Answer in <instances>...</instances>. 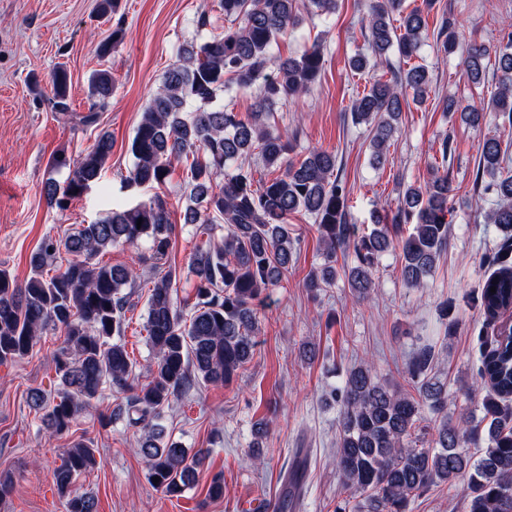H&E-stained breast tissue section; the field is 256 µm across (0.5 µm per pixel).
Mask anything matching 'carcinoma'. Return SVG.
<instances>
[{"instance_id":"1","label":"carcinoma","mask_w":512,"mask_h":512,"mask_svg":"<svg viewBox=\"0 0 512 512\" xmlns=\"http://www.w3.org/2000/svg\"><path fill=\"white\" fill-rule=\"evenodd\" d=\"M338 0H221L229 26L224 35L203 43H187L165 72L142 112L129 150L134 164L128 183L159 188L174 165L189 162L183 223L197 225L205 237L192 253L188 273L193 294L183 304L173 296L176 269L167 264L176 227L168 202L155 193L148 200L114 210L92 224H80L62 237H45L29 259L30 274L22 282L0 270V364L27 356L44 333L62 329V345L52 354L60 382L56 398L43 391L28 393V406L44 411L50 436L68 432L76 417L104 386L121 401L101 424L124 421L139 432L134 452L148 465L149 477L167 497L180 496L203 472L208 451L187 455L181 443L165 436L158 423L164 408L182 399L197 384L230 383L250 361L257 345L258 315L254 302L288 277L296 260V240L288 217L304 211L315 219L322 262L309 275L306 287L316 293L336 283L338 257L358 300L368 298L381 259L397 251L401 274L409 288H419L434 275L448 247L446 216L455 198L448 171L434 172L423 185H408L399 193L397 224L375 223L359 232L346 221L347 191L335 174L336 153L313 149L301 160L288 159V133L270 130L271 106L282 96L306 92L321 76L320 46L276 63L272 50L278 38L300 24L303 15L327 17ZM403 0H368L365 35L372 51L348 60L358 72L375 69L391 50L409 60L428 38L441 51L456 48V32L443 19L429 33L431 0L406 12ZM399 14V26L392 15ZM503 45L495 53L498 92L483 106L442 100V111L458 114L473 128L502 116L512 121V25L502 29ZM486 47L469 46L461 56L463 74L481 81ZM53 108L69 111L70 77L63 67L51 76ZM259 89L255 107L246 119L228 104L216 103L221 91ZM92 104L83 124L96 122L112 100L113 79L108 69L89 79ZM431 93L424 65H412L400 76L373 80L352 101L355 122L373 132L371 163L385 160L400 131L403 107L422 105ZM480 160L474 182L494 196L487 214L490 224L505 234L492 258L498 266L475 299L485 317L500 320L512 310V170L507 148L490 137L479 144ZM112 154V136L98 135L75 159L59 156L58 168L69 169L64 183L45 182L43 193L59 209L96 184ZM256 154L263 165L280 171L256 186L252 170L238 164ZM142 224H137V220ZM227 226L224 242L215 241L218 224ZM146 245L159 270L146 303L144 329L153 351L145 374L122 337L126 314L135 307L139 275L132 265H111L98 256L117 246ZM65 263L53 267L60 254ZM497 284H492V281ZM495 292H490L491 287ZM434 352L425 348L405 368L416 393L375 380L371 366L351 370L334 397L339 404L340 437L336 470L352 501L336 512H410V505L436 483L467 481L465 512H512V338L497 328L493 344L483 353L481 382L488 387L481 402L482 420L471 424L469 411L456 424L442 422L427 444H419L426 413L439 414L448 406V387L427 376ZM266 424L254 425L249 446L252 458L263 462L261 440ZM479 449L475 458L469 446ZM96 463L95 449L84 437L73 440L54 471L58 493L67 512H97V500L78 491L73 481Z\"/></svg>"}]
</instances>
